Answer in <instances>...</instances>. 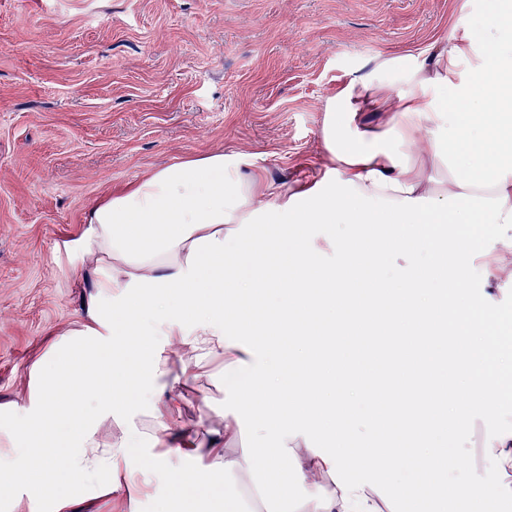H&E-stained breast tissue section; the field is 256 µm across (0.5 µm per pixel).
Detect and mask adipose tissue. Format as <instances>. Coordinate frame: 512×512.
<instances>
[{
    "label": "adipose tissue",
    "instance_id": "obj_1",
    "mask_svg": "<svg viewBox=\"0 0 512 512\" xmlns=\"http://www.w3.org/2000/svg\"><path fill=\"white\" fill-rule=\"evenodd\" d=\"M450 23L324 100L319 165L292 186L256 155L213 152L89 205L76 243L91 261L86 321L5 415L10 512L25 500L75 512L107 491L133 506L158 469L170 485L160 512H199L189 492L203 475L223 486L225 512H419L429 491L480 512L492 483L512 498V330L487 290L512 285V0H495L486 28L464 5ZM365 112L384 113L383 127L361 124ZM466 225L499 233L476 248ZM280 226L287 238L270 235ZM270 288L279 300L255 325ZM350 331L400 353L355 374L335 348ZM443 363L459 379L445 391L430 379ZM238 366L250 382H225ZM201 376L223 383L224 403L191 430L183 411ZM357 400L371 418L353 454ZM478 418L494 426L479 467ZM133 448L152 468L132 466Z\"/></svg>",
    "mask_w": 512,
    "mask_h": 512
}]
</instances>
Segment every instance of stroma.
I'll return each mask as SVG.
<instances>
[{
  "label": "stroma",
  "mask_w": 512,
  "mask_h": 512,
  "mask_svg": "<svg viewBox=\"0 0 512 512\" xmlns=\"http://www.w3.org/2000/svg\"><path fill=\"white\" fill-rule=\"evenodd\" d=\"M455 2L0 0V408L85 321L91 202L216 151L293 184L323 100L446 36Z\"/></svg>",
  "instance_id": "stroma-1"
}]
</instances>
